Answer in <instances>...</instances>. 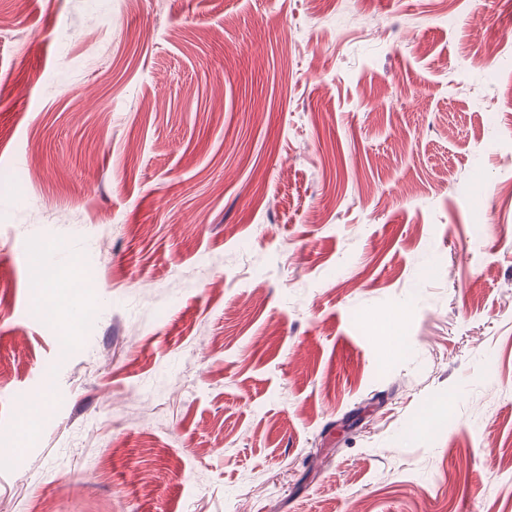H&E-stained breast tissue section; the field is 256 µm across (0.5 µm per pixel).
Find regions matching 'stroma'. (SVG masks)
<instances>
[{"instance_id":"1","label":"stroma","mask_w":512,"mask_h":512,"mask_svg":"<svg viewBox=\"0 0 512 512\" xmlns=\"http://www.w3.org/2000/svg\"><path fill=\"white\" fill-rule=\"evenodd\" d=\"M0 18V512H512V0Z\"/></svg>"}]
</instances>
